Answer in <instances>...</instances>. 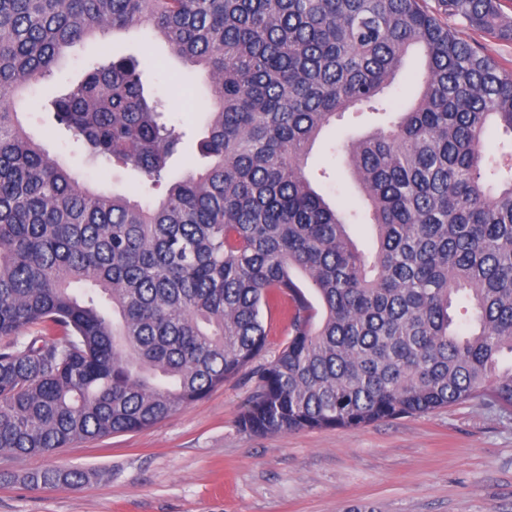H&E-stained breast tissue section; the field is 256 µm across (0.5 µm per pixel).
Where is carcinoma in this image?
<instances>
[{
  "label": "carcinoma",
  "instance_id": "1",
  "mask_svg": "<svg viewBox=\"0 0 512 512\" xmlns=\"http://www.w3.org/2000/svg\"><path fill=\"white\" fill-rule=\"evenodd\" d=\"M448 16L512 39L501 0H0V455L151 428L247 372L238 424L254 435L511 410L512 163L485 136L512 135V70ZM142 24L208 75L206 167L171 178L183 133L140 63L110 50L40 109L90 164L167 183L152 206L79 186L15 107L65 49ZM413 49L424 69L404 108L391 89ZM351 109L395 114L340 147L371 254L348 232L358 214L305 172ZM281 299L288 343L256 366Z\"/></svg>",
  "mask_w": 512,
  "mask_h": 512
}]
</instances>
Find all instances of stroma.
<instances>
[{
  "label": "stroma",
  "instance_id": "1",
  "mask_svg": "<svg viewBox=\"0 0 512 512\" xmlns=\"http://www.w3.org/2000/svg\"><path fill=\"white\" fill-rule=\"evenodd\" d=\"M106 42L114 55L139 60L168 104V124L184 131L176 172L201 167L196 144L207 120V76L145 26L68 50L52 78L23 93L16 109L80 183L153 203L161 190H145L125 170L90 165L74 139L47 135L39 110L40 98L75 79ZM382 122L344 113L312 150L306 172L341 209H361L362 200L336 148ZM255 388L241 376L137 433L78 441L51 456H0V512H512V410L466 403L351 430L252 435L239 429L238 417ZM56 466L82 469L87 478L39 489L22 480Z\"/></svg>",
  "mask_w": 512,
  "mask_h": 512
}]
</instances>
